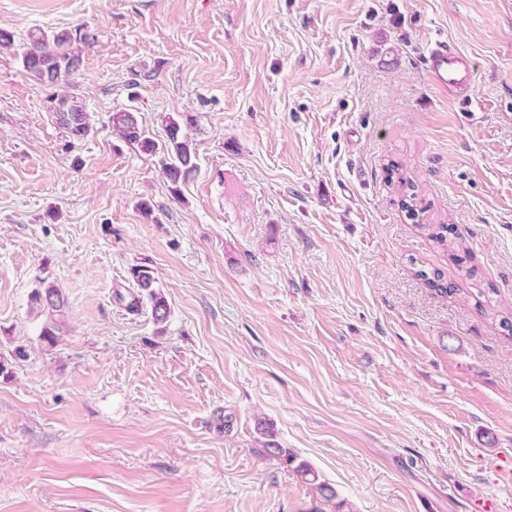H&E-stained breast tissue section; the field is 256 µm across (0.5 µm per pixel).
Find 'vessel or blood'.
Listing matches in <instances>:
<instances>
[{
	"label": "vessel or blood",
	"mask_w": 512,
	"mask_h": 512,
	"mask_svg": "<svg viewBox=\"0 0 512 512\" xmlns=\"http://www.w3.org/2000/svg\"><path fill=\"white\" fill-rule=\"evenodd\" d=\"M430 83L448 97L468 100L476 93V68L473 59L446 41H435L426 58Z\"/></svg>",
	"instance_id": "obj_1"
}]
</instances>
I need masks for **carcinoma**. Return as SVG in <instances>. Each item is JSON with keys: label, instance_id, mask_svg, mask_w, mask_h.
Listing matches in <instances>:
<instances>
[{"label": "carcinoma", "instance_id": "cac0c4a2", "mask_svg": "<svg viewBox=\"0 0 512 512\" xmlns=\"http://www.w3.org/2000/svg\"><path fill=\"white\" fill-rule=\"evenodd\" d=\"M88 43L80 34V29L63 30L50 36L42 34L32 39L20 53L23 69L35 79L48 84L66 82L76 73L75 63L82 62L80 45ZM50 111L56 122L65 128L74 139H84L91 132L89 115L84 105L72 96L63 94L51 98ZM165 121L166 139L164 145H158L138 121L136 113L122 109L112 113V125L115 132L126 142L136 144L141 151L149 155H159V164L163 174L172 184V190L178 191L179 181H186L197 171V153L193 143L182 134L181 119L167 116ZM408 214L414 219L415 226L439 247L445 249L448 257L455 263H462L459 246L448 240V225L426 222L427 207L417 200V194L409 196L404 204ZM137 287L144 291L151 302L152 316L155 322L166 321L169 308L165 297L156 292V278L151 267L137 265L132 268ZM33 303L39 305L47 315L39 337L47 344L57 339L66 308L65 297L57 286L49 284L33 293Z\"/></svg>", "mask_w": 512, "mask_h": 512}]
</instances>
